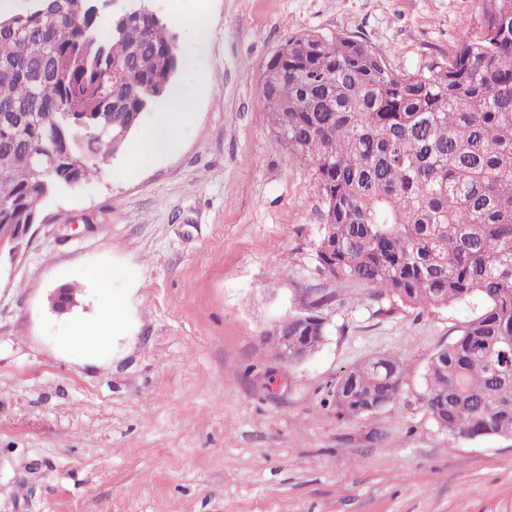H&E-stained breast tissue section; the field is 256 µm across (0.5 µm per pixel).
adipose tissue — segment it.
<instances>
[{"instance_id":"1","label":"adipose tissue","mask_w":512,"mask_h":512,"mask_svg":"<svg viewBox=\"0 0 512 512\" xmlns=\"http://www.w3.org/2000/svg\"><path fill=\"white\" fill-rule=\"evenodd\" d=\"M187 79L178 81L167 97L140 120L142 136L136 143L138 153L156 157L176 151L192 132V113L197 90L204 83V75L192 61H185Z\"/></svg>"}]
</instances>
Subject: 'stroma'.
Segmentation results:
<instances>
[{
  "instance_id": "35a3bbf8",
  "label": "stroma",
  "mask_w": 512,
  "mask_h": 512,
  "mask_svg": "<svg viewBox=\"0 0 512 512\" xmlns=\"http://www.w3.org/2000/svg\"><path fill=\"white\" fill-rule=\"evenodd\" d=\"M152 6L207 75L194 135L163 157L124 148L50 201L0 274V512H512V439H452L422 402L430 358L479 302L414 309L318 275L314 168L260 95L291 36L352 35L413 71L479 23V0ZM196 17L207 40L183 32ZM90 269L110 274L112 320ZM323 295V345L281 364L266 330ZM80 326L97 350L71 343ZM388 353L400 400L337 418L336 378Z\"/></svg>"
}]
</instances>
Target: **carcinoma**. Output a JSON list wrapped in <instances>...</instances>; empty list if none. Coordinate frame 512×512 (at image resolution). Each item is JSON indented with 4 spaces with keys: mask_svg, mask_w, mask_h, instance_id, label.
I'll list each match as a JSON object with an SVG mask.
<instances>
[{
    "mask_svg": "<svg viewBox=\"0 0 512 512\" xmlns=\"http://www.w3.org/2000/svg\"><path fill=\"white\" fill-rule=\"evenodd\" d=\"M0 13V235L97 177L177 81V35L150 0H15ZM479 28L415 71L346 34L292 36L261 95L276 132L314 166L324 205L316 270L404 306L483 301L430 359L422 397L459 440L512 439V0H482ZM326 336L316 312L268 332L273 351ZM397 355L339 376L336 416L392 405Z\"/></svg>",
    "mask_w": 512,
    "mask_h": 512,
    "instance_id": "carcinoma-1",
    "label": "carcinoma"
}]
</instances>
